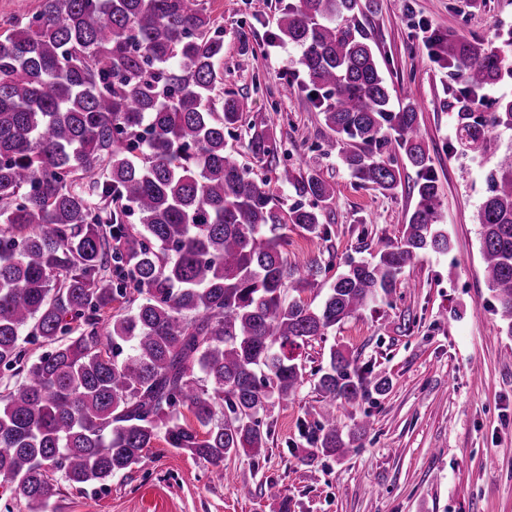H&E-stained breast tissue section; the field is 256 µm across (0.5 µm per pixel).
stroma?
I'll return each instance as SVG.
<instances>
[{"label":"stroma","mask_w":512,"mask_h":512,"mask_svg":"<svg viewBox=\"0 0 512 512\" xmlns=\"http://www.w3.org/2000/svg\"><path fill=\"white\" fill-rule=\"evenodd\" d=\"M287 0H210L224 29V88L247 97L250 108L225 141L252 177L270 183L285 205L299 203L277 183L282 166L314 167L334 189L324 217L328 239L288 231V260L330 264L340 274L349 258H365L372 241L398 238L417 203L414 169L395 193L364 187L338 156L319 146L328 134L318 101L304 85L295 45L275 40ZM357 24L375 48L392 99L413 98L440 187V221L450 252L419 254L389 304L337 325L302 351L304 384L296 397L266 417L272 434L260 457L227 458V476L154 441L143 461L103 487L78 491L57 478L52 512H512V336L492 308L480 257L478 208L485 172L512 150V129H499L484 157L456 150L454 81L433 62L420 24L468 37L512 40V0H379ZM292 80L296 91L278 87ZM278 112L282 148L268 161L249 149L250 127ZM356 358L368 377L389 376L384 394L336 408L343 435L363 415L371 425L342 458L317 455L307 440L319 407L318 368L331 346ZM277 484L283 500L270 499Z\"/></svg>","instance_id":"1"}]
</instances>
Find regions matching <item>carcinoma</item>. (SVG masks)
<instances>
[{
	"instance_id": "1",
	"label": "carcinoma",
	"mask_w": 512,
	"mask_h": 512,
	"mask_svg": "<svg viewBox=\"0 0 512 512\" xmlns=\"http://www.w3.org/2000/svg\"><path fill=\"white\" fill-rule=\"evenodd\" d=\"M378 6L293 0L278 22L325 97L323 153L387 192L402 168L417 174L401 235L348 260L317 307L287 291L330 265L288 263L287 231L326 238L333 188L315 169L285 167L277 181L312 198L286 208L226 149L248 101L224 91V30L208 0H42L0 32V477L27 512H46L51 471L81 490L102 485L159 438L219 471L242 451L261 455L271 428L260 415L304 381L295 351L389 298L420 252L450 250L419 107L392 109L354 26ZM437 47L463 85L458 147L482 157L495 131L512 129V98L479 111L478 90L497 82L506 52L457 31ZM275 122L250 137L259 162L281 150ZM485 182L482 269L512 335L511 151ZM31 341L47 347L32 362ZM389 385L331 349L316 384V452L343 457L355 441L337 427V401Z\"/></svg>"
}]
</instances>
